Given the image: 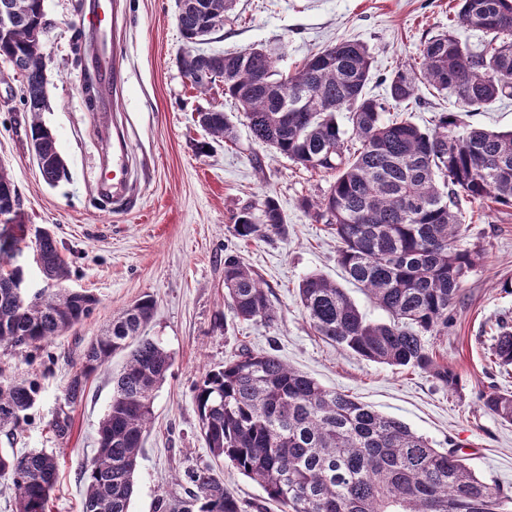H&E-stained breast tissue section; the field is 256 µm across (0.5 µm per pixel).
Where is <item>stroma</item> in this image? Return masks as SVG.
<instances>
[{
  "label": "stroma",
  "instance_id": "obj_1",
  "mask_svg": "<svg viewBox=\"0 0 512 512\" xmlns=\"http://www.w3.org/2000/svg\"><path fill=\"white\" fill-rule=\"evenodd\" d=\"M100 7L115 9V29L90 24ZM44 9L48 106L40 118L57 139L67 175L53 186L40 176L28 150L30 116L21 78L2 59L0 167L20 193L26 224L48 228L55 237L71 271L66 288L97 300L87 319L52 341L0 348L1 384L33 381L40 387L19 426L0 427V449L57 453L49 512H81V467L97 448L98 423L126 353L89 376L82 403L67 404L66 386L89 342L113 315L147 294L156 307L144 333L172 354L173 365L155 395L131 512H154L162 495L183 496L179 478L185 470L213 463L200 433L194 387L245 348L275 351L326 388L402 421L433 447L465 454L477 475L512 491V424L487 412L479 399L492 388L512 394V365L499 366L490 355L501 323L512 325V293L502 289L512 281V207L459 203L463 244L482 257L460 284L452 327L430 339L438 361L456 374L458 391L448 392L430 374L363 359L319 336L298 298L300 281L319 273L344 288L370 320L388 319L338 265V243L326 224L303 207L327 195L333 175L308 171L256 145L221 86L201 93L187 84L177 63L185 47L177 0H44ZM458 9V0H236L223 29L203 49L227 54L279 45L285 53L278 66L291 72L337 40H358L374 57L365 91L382 99L391 71H420L419 49L429 38L451 31L471 49L483 48L488 35L457 25ZM113 50L121 54L122 95L112 101L88 97L87 79L111 83V74L96 69L94 60ZM213 107L227 113L235 142L213 140L195 122L196 112ZM443 112L455 113L463 126L512 130V99L472 110L425 87L402 117L427 131ZM116 128L127 141L132 170L129 189L118 199L99 187L112 169L109 140ZM267 195L285 216L284 233L239 238L237 214L260 206ZM229 251L269 289L277 322L240 321L225 307ZM59 418L68 421L62 435L54 429ZM214 465L246 512H280L229 463Z\"/></svg>",
  "mask_w": 512,
  "mask_h": 512
}]
</instances>
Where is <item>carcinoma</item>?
<instances>
[{
	"label": "carcinoma",
	"instance_id": "carcinoma-1",
	"mask_svg": "<svg viewBox=\"0 0 512 512\" xmlns=\"http://www.w3.org/2000/svg\"><path fill=\"white\" fill-rule=\"evenodd\" d=\"M14 11L0 57L23 80L30 113L29 152L43 180L56 183L65 163L54 135L42 124L47 107L43 0H11ZM233 0H188L178 27L186 44L181 63L191 72L208 68L213 79L192 87L204 93L224 78V98L243 112L253 141L308 171L334 174L328 194L306 201L333 231L337 261L390 320L373 322L336 284L312 273L298 296L315 331L337 347L391 367L432 374L450 390L456 375L437 362L428 337L448 331L463 277L481 252L461 244L464 216L458 200L512 207V131L462 127L443 113L431 131L385 119L390 109L419 98L408 68L394 71L389 98L365 87L373 57L360 42L341 40L305 59L293 72L259 47L227 54L212 64L194 49L202 20L218 31ZM460 25L491 36L479 52L454 33L424 42L421 73L439 93L468 107L512 99V0H459ZM348 114L347 134L338 114ZM213 138L232 141L234 127L222 110L199 113ZM18 190L0 167V211ZM286 224L276 199L264 197L259 212L245 207L234 230L250 239L280 234ZM23 220L0 223V284L23 280L12 265L26 242ZM44 279L55 285L29 306L0 287V346L40 344L88 317L96 298L61 287L70 276L56 240L45 233L32 242ZM224 293L240 321L273 323L277 311L258 275L236 254L224 255ZM155 306L146 295L112 318L87 346L66 394L81 400L86 378L118 351L128 360L115 379L112 399L97 431L95 455L82 466L81 512H131L134 478L150 426L155 392L173 365L171 353L142 335ZM494 362L512 364V329L503 326L491 350ZM32 384L0 386V425H17L35 404ZM201 434L216 461H228L257 483L281 512H512V496L486 483L454 450H441L400 420L351 396L329 390L287 367L277 355L245 350L211 370L195 387ZM483 406L512 423V395L491 391ZM58 472L57 457L43 449L0 454V475H9L17 512H47ZM193 491L184 499L157 500L156 512H244L211 465L185 471Z\"/></svg>",
	"mask_w": 512,
	"mask_h": 512
}]
</instances>
